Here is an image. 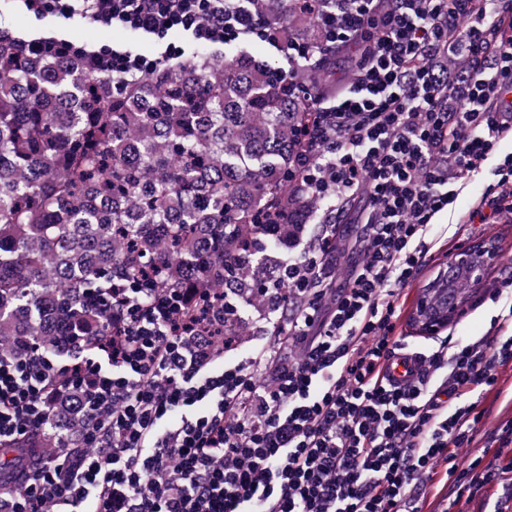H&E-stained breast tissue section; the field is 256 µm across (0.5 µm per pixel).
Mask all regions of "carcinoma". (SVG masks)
<instances>
[{"mask_svg": "<svg viewBox=\"0 0 512 512\" xmlns=\"http://www.w3.org/2000/svg\"><path fill=\"white\" fill-rule=\"evenodd\" d=\"M313 46L292 75L244 50L203 49L117 84L79 58L17 51L0 36V356H65L112 332L105 288L162 293L192 281L220 304L267 279L261 242L304 236L327 200L290 173L325 144L305 137L344 45L298 0H244ZM76 397L52 406L44 452L77 446Z\"/></svg>", "mask_w": 512, "mask_h": 512, "instance_id": "cac0c4a2", "label": "carcinoma"}]
</instances>
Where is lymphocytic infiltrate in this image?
Instances as JSON below:
<instances>
[{
    "label": "lymphocytic infiltrate",
    "mask_w": 512,
    "mask_h": 512,
    "mask_svg": "<svg viewBox=\"0 0 512 512\" xmlns=\"http://www.w3.org/2000/svg\"><path fill=\"white\" fill-rule=\"evenodd\" d=\"M24 2L159 40L178 30L218 48L255 37L292 64L310 54L241 0ZM307 2L332 36L371 40L352 86L318 106L311 134L327 150L301 181L339 214L365 192L358 259L341 264L344 222L309 225L265 290L267 322L282 335L236 362L223 319L198 308L199 288L160 299L113 291L111 336L69 362L39 349L0 357V444L37 433L72 390L89 419L84 455L64 448L25 468L20 492H0L5 512H421L438 477L432 512H512V419L479 434V400L512 366V334L443 342L405 383L386 376L402 346L399 295L426 261L435 216L489 168L494 183L459 221L512 223V154L500 152L512 140V0ZM15 47L88 56L122 81L182 55L172 44L146 56L64 38ZM453 50L467 68L448 96L434 60ZM457 448L473 449L466 464Z\"/></svg>",
    "instance_id": "f902f5d3"
}]
</instances>
